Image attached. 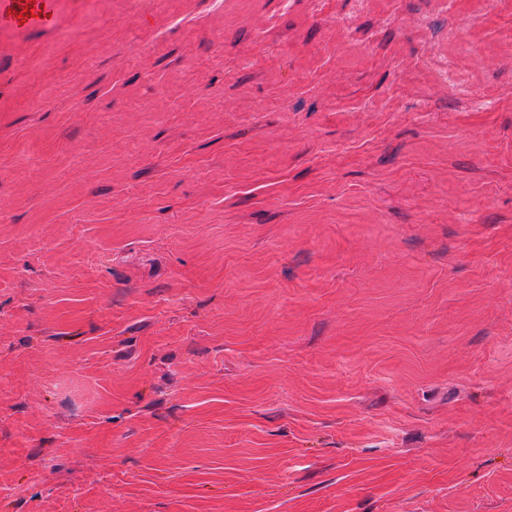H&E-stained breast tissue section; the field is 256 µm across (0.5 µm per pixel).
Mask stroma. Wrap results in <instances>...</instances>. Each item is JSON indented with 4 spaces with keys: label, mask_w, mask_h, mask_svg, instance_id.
<instances>
[{
    "label": "stroma",
    "mask_w": 512,
    "mask_h": 512,
    "mask_svg": "<svg viewBox=\"0 0 512 512\" xmlns=\"http://www.w3.org/2000/svg\"><path fill=\"white\" fill-rule=\"evenodd\" d=\"M0 512H512V0L0 25ZM435 59L434 75L439 84L448 87L461 99L481 100V96L474 85L463 83L458 79V73L461 68L458 59L448 55H437Z\"/></svg>",
    "instance_id": "obj_1"
}]
</instances>
